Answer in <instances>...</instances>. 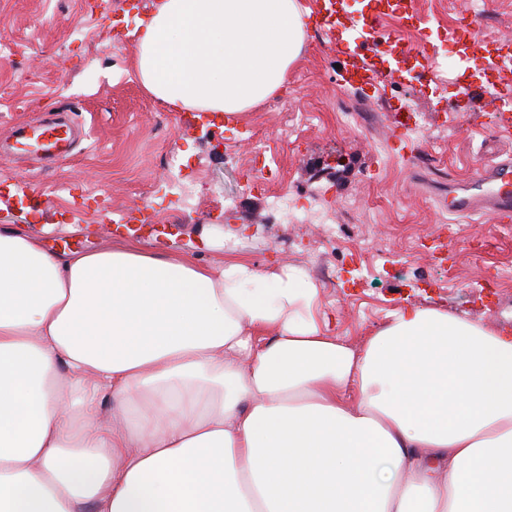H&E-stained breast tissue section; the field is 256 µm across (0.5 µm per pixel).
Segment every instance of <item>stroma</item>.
Segmentation results:
<instances>
[{"instance_id": "stroma-1", "label": "stroma", "mask_w": 512, "mask_h": 512, "mask_svg": "<svg viewBox=\"0 0 512 512\" xmlns=\"http://www.w3.org/2000/svg\"><path fill=\"white\" fill-rule=\"evenodd\" d=\"M114 0H0V224H18L55 251L92 250L112 227L132 223L140 244L209 264L229 250L258 270L288 263L315 272L333 335L357 345L394 309L431 308L512 332V225L463 218L444 208L449 182L479 162L512 156V134L487 131L495 107L484 92L490 60L448 48L438 69H404L389 53L419 47L456 26L463 6L489 9L512 34V0H411L414 28L384 22L363 52L376 64L350 83L337 54L339 29L307 27L305 51L288 71V107L264 101L236 122L171 112L143 88L134 67L140 30L116 34L104 21ZM351 111L350 123L340 108ZM70 118L84 136L51 163L14 152L18 125ZM261 140L275 180L253 185L244 140ZM197 183L196 211H182L161 171L167 151ZM419 152L431 166L403 164ZM285 194L336 219V245L321 225L273 210Z\"/></svg>"}]
</instances>
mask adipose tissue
Listing matches in <instances>:
<instances>
[{
    "label": "adipose tissue",
    "mask_w": 512,
    "mask_h": 512,
    "mask_svg": "<svg viewBox=\"0 0 512 512\" xmlns=\"http://www.w3.org/2000/svg\"><path fill=\"white\" fill-rule=\"evenodd\" d=\"M299 0H160L167 109L283 90ZM0 512H512V336L401 307L357 347L294 266L0 225Z\"/></svg>",
    "instance_id": "1"
}]
</instances>
